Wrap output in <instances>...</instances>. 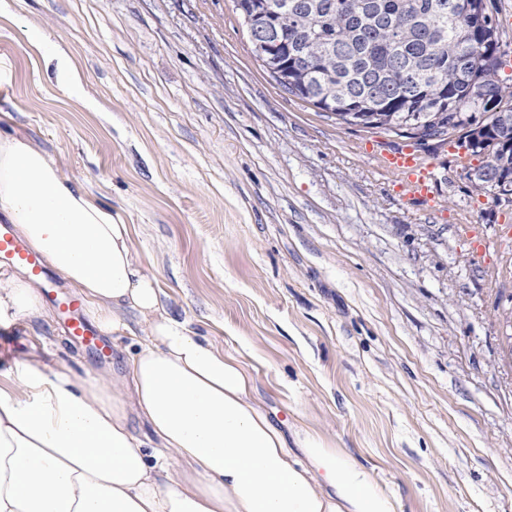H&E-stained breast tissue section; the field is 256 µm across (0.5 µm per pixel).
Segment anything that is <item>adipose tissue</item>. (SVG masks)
<instances>
[{"label": "adipose tissue", "instance_id": "adipose-tissue-1", "mask_svg": "<svg viewBox=\"0 0 512 512\" xmlns=\"http://www.w3.org/2000/svg\"><path fill=\"white\" fill-rule=\"evenodd\" d=\"M25 36L57 59L61 93L80 97L49 36ZM0 216L84 297L101 334L129 331L131 315L144 333L110 379L27 358L0 379V512H402L334 439L277 427L245 354L164 310L131 226L16 135H0ZM49 317L34 277L0 272V325Z\"/></svg>", "mask_w": 512, "mask_h": 512}]
</instances>
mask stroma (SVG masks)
<instances>
[{"label": "stroma", "mask_w": 512, "mask_h": 512, "mask_svg": "<svg viewBox=\"0 0 512 512\" xmlns=\"http://www.w3.org/2000/svg\"><path fill=\"white\" fill-rule=\"evenodd\" d=\"M0 133L22 135L135 230L161 303L224 349L256 393L375 468L403 512H512V204L475 190L457 136L350 125L280 91L235 0H8ZM79 68L63 96L23 30ZM409 145L434 208L381 174ZM460 224L493 243L478 257ZM13 358L122 373L59 322L11 328Z\"/></svg>", "instance_id": "stroma-1"}]
</instances>
